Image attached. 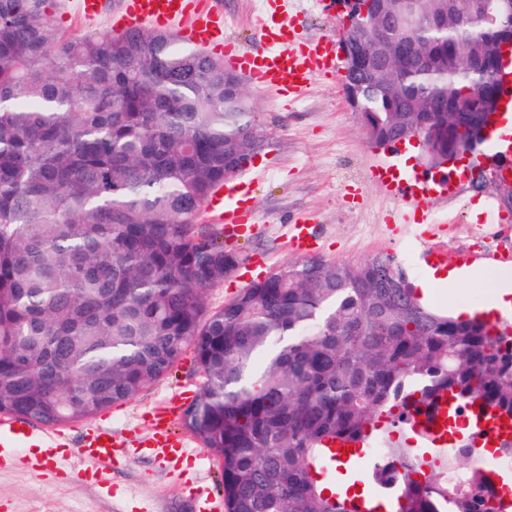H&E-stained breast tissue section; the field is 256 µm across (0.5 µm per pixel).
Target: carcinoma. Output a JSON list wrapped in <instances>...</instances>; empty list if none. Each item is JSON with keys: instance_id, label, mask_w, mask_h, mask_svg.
<instances>
[{"instance_id": "carcinoma-1", "label": "carcinoma", "mask_w": 512, "mask_h": 512, "mask_svg": "<svg viewBox=\"0 0 512 512\" xmlns=\"http://www.w3.org/2000/svg\"><path fill=\"white\" fill-rule=\"evenodd\" d=\"M343 27L345 77L369 142L419 134L422 163L480 153L512 14L388 0ZM50 0H0V414L45 425L137 397L194 350L205 382L182 422L222 463L225 512H352L338 444L366 442L388 512H503L470 440L422 418L512 422V324L454 316L392 288L375 259H307L219 310L206 289L237 254L197 223L224 160L252 162L258 114L224 59L168 32L62 37Z\"/></svg>"}]
</instances>
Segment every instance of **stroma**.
Masks as SVG:
<instances>
[{"label":"stroma","mask_w":512,"mask_h":512,"mask_svg":"<svg viewBox=\"0 0 512 512\" xmlns=\"http://www.w3.org/2000/svg\"><path fill=\"white\" fill-rule=\"evenodd\" d=\"M120 2L105 0V12L94 20L78 13L77 0H53L51 13L66 37L108 35ZM220 6L225 36L248 50L269 51L251 26L261 12L255 0H220ZM285 9L302 40L332 36L341 27L336 11L324 0H287ZM245 90L260 114L264 140L252 173L256 211L246 232L224 236L225 247L238 254L240 264L223 284L207 290L210 310L223 307L255 279L257 262H264L270 273L300 260V253L288 245L296 224L311 225L314 256L358 262L390 255L413 284L428 274L423 256L433 249L442 251L451 267L476 244L490 252H512V212H502L499 223H485V209L497 200L465 179L458 180L452 192L434 196L428 225L411 222L408 202L387 191L373 173L379 166L397 169L399 156L370 145L348 100L341 69L317 77L297 97L276 96L250 84ZM488 299V290L473 280L444 284L435 303L455 313L483 310ZM202 386L189 349L170 373L139 397L112 406L91 422L64 424L74 440L93 423L111 427L125 443L107 488L73 477L66 461L54 454L43 456L40 470H30L20 462L27 449H16L17 464L0 468V512H200L206 498L222 499L221 464L195 436H187L184 456L177 460L127 445L158 422L162 408L189 404Z\"/></svg>","instance_id":"obj_1"}]
</instances>
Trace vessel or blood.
Wrapping results in <instances>:
<instances>
[{
  "instance_id": "1",
  "label": "vessel or blood",
  "mask_w": 512,
  "mask_h": 512,
  "mask_svg": "<svg viewBox=\"0 0 512 512\" xmlns=\"http://www.w3.org/2000/svg\"><path fill=\"white\" fill-rule=\"evenodd\" d=\"M149 24L165 30L179 25L178 36L186 43L223 55L227 65L248 78L255 87L288 95H301L312 80L335 66V44L328 40L300 43L294 38V26L276 12L256 17L257 36L279 46L275 53H247L224 38V13L216 0H124L121 13L114 19L112 30L123 33ZM256 202L250 194V181L232 178L219 194L206 205L211 222L237 226L250 223ZM117 441L109 429L88 428L77 455L84 466L82 479L102 484L117 456ZM142 444L163 456L181 455L184 440L163 425H155ZM68 436L60 431L34 432L28 425L12 417H0V466L5 465L13 449L40 447L56 454L67 448Z\"/></svg>"
}]
</instances>
